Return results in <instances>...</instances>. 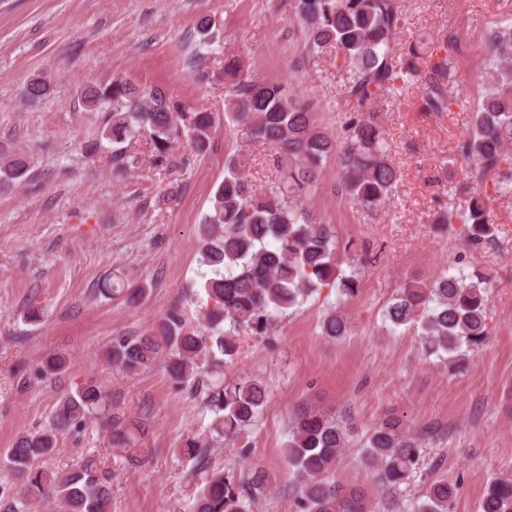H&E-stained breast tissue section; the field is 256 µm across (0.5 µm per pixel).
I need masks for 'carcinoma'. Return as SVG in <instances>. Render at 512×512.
Returning <instances> with one entry per match:
<instances>
[{
	"mask_svg": "<svg viewBox=\"0 0 512 512\" xmlns=\"http://www.w3.org/2000/svg\"><path fill=\"white\" fill-rule=\"evenodd\" d=\"M294 18L304 46L313 52L335 45L342 66L349 73L347 90L358 105L337 138L315 126L308 106L278 84L242 77L235 58L224 59V79L230 82L227 112L232 122L249 127L253 139L278 150L282 169L276 189L259 192L243 173L242 160L228 161L224 181L212 199V211L200 225L203 242L199 263L210 269L204 289L213 306L205 319L214 333V344L188 326L183 314L172 310L147 333L112 343L108 359L127 374H136L167 355L175 382L196 385L200 361L216 348L225 356L236 352L238 330L265 334L277 316L297 306L326 285L347 297L358 290L357 275L342 268L336 234L330 224L314 218L305 200L318 188L325 165L336 161L340 190L371 208L384 203L398 182L389 159L385 131L372 103L383 93L405 94L419 90L423 112H450L456 100L448 94L454 77V58L448 45L453 35L440 41H417L400 53L392 44L404 21L400 0H293ZM498 72L476 112L472 129L460 147L467 165H475V178L487 182L512 170V27L496 26L487 36ZM49 84L31 80L25 89L30 101L44 98ZM86 102L111 109L103 137L112 141V160L122 170L128 164L125 143L148 133L158 165L168 162L173 143L185 134L197 153L206 152L215 128L212 113L191 111L172 101L161 89L146 90L124 79H115L85 92ZM25 159L0 166V182L26 177ZM509 180L492 181V187H458L457 212L439 213L432 220L443 230L459 218L473 244L492 236L490 209L495 196L509 192ZM489 277L480 270L459 275L443 274L429 283L408 282L388 307L394 327L419 325L425 349L449 358L463 355V347L481 343L489 331L485 294ZM322 331L331 338L346 333L344 317L327 313ZM61 355L48 357L39 375L50 379L65 370ZM267 388L259 380L239 379L215 386L207 404L215 414L214 431L234 442L253 424L267 402ZM105 390L88 382L58 401L51 426L18 437L7 449L3 468L20 484L22 507L32 509L54 496L63 512H111L112 492L88 459L70 472L43 467V459L56 448V435L83 426L94 414L108 415ZM112 439L136 455L144 452L138 438L112 421ZM350 428L321 412L295 416L285 446L288 466L301 483L300 512H368L364 494L326 478L335 471L349 442ZM363 460L375 470L388 490L410 479L419 453L416 439L396 418L385 420L368 436ZM266 472L257 467L238 480L213 474L197 492L192 512H248L246 501L268 486ZM458 486L446 481L430 485L416 512H453ZM482 512H512V474L495 478L485 489Z\"/></svg>",
	"mask_w": 512,
	"mask_h": 512,
	"instance_id": "carcinoma-1",
	"label": "carcinoma"
}]
</instances>
